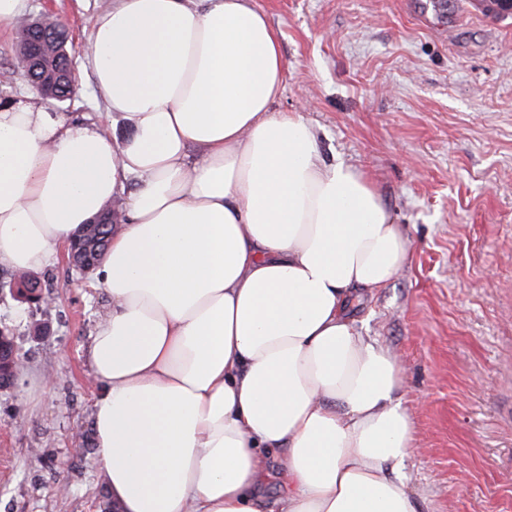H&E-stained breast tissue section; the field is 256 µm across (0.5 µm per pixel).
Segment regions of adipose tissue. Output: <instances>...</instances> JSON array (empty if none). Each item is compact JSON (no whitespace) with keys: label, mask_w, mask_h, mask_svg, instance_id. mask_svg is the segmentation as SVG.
Returning <instances> with one entry per match:
<instances>
[{"label":"adipose tissue","mask_w":512,"mask_h":512,"mask_svg":"<svg viewBox=\"0 0 512 512\" xmlns=\"http://www.w3.org/2000/svg\"><path fill=\"white\" fill-rule=\"evenodd\" d=\"M88 46L96 95L131 133L0 102V265L45 268L124 196L88 350L112 499L261 512L275 456L277 512H418L399 357L349 310L397 275L409 237L300 113L272 111L283 60L265 12L114 0Z\"/></svg>","instance_id":"ef3b65f1"}]
</instances>
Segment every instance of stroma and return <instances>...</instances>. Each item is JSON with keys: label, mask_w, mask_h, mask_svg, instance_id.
<instances>
[{"label": "stroma", "mask_w": 512, "mask_h": 512, "mask_svg": "<svg viewBox=\"0 0 512 512\" xmlns=\"http://www.w3.org/2000/svg\"><path fill=\"white\" fill-rule=\"evenodd\" d=\"M279 35L272 105L312 125L326 159L373 182L410 238L394 280L352 313L398 353L419 512H512V17L470 0H256ZM112 0H28L67 28L81 95L61 111L116 137L82 47ZM39 277L49 312L6 298L22 369L0 390V512H102L86 349L107 308L66 257ZM49 319L51 335L30 325Z\"/></svg>", "instance_id": "1"}]
</instances>
